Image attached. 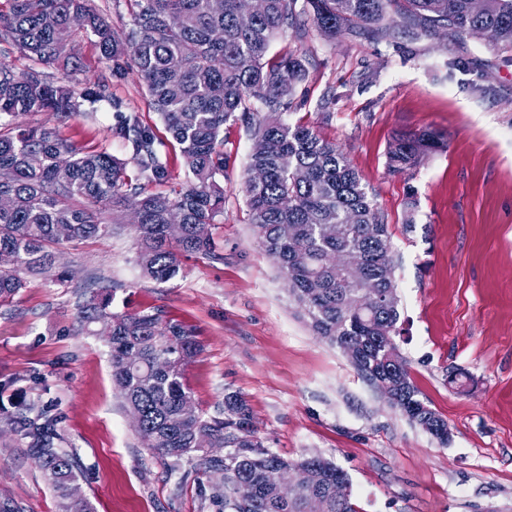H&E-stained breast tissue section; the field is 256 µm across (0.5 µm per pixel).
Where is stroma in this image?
Segmentation results:
<instances>
[{
    "label": "stroma",
    "instance_id": "stroma-1",
    "mask_svg": "<svg viewBox=\"0 0 512 512\" xmlns=\"http://www.w3.org/2000/svg\"><path fill=\"white\" fill-rule=\"evenodd\" d=\"M82 85L106 80L115 106L60 124L85 150L126 157L113 138L139 112L157 134L135 71L98 60L79 39ZM309 75L289 122L336 144L391 233L396 338L418 398L448 440L411 424L342 352L316 336L262 248L242 191L251 136L224 126V214L216 261L182 257L160 284L138 265L133 225L69 244V280L24 274L0 304V512H56L54 493L8 425L36 404L58 419L95 512H222L193 464L144 447L112 385L108 346L79 319L99 289L116 313H157L194 328L202 346L186 370L194 402L217 415L236 395L265 448L318 455L346 471L359 512H512V63L445 32L390 42L311 32ZM430 129L445 150L404 174L387 151L400 133Z\"/></svg>",
    "mask_w": 512,
    "mask_h": 512
}]
</instances>
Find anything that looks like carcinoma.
<instances>
[{"label":"carcinoma","instance_id":"obj_1","mask_svg":"<svg viewBox=\"0 0 512 512\" xmlns=\"http://www.w3.org/2000/svg\"><path fill=\"white\" fill-rule=\"evenodd\" d=\"M132 20L117 29L91 0H10L0 13V41L16 47L35 67L17 73L0 64V301L23 288L20 274L37 272L63 282L70 271L57 265L67 243L95 239L132 211L140 241L142 276L167 283L179 273V255L222 259L213 229L224 214V125L241 122L253 145L244 181L246 204L260 243L284 276L297 306L316 335L351 346L354 367L370 385H393L390 406L445 443L448 426L417 398L396 344L397 304L380 299L395 292L392 241L387 224L361 179L336 145L286 113L297 86L308 76L304 52L269 55L288 27L304 39L310 29L390 41L415 38L441 27L448 36L473 40L497 52L512 50V0H265L257 17L240 11V0H130ZM94 36L101 60H124L142 81L149 104L184 158L191 179L171 194L144 193L168 178L164 142L137 112L124 115L114 135L129 150L119 159L107 150L85 151L63 138L57 124L114 106L106 85L80 86L73 73L81 59L76 37ZM68 68L53 78L45 67ZM48 119L28 125L24 116ZM440 148L432 130L404 133L389 146L395 173L419 166ZM133 166L134 175L127 174ZM183 233L173 238L172 220ZM339 224V237L328 228ZM360 254L367 288L326 262L329 255ZM85 325L106 323L112 334V383L128 410L140 414L137 433L151 450L176 462L194 460L203 473L224 472L213 498L224 512H306L321 495L326 512H358L351 498L336 496L343 470L316 455L288 461L264 448L245 402L224 398L220 416L206 417L193 402L185 371L200 351L194 331L159 314H117L100 293L81 311ZM12 431L26 440L56 497L58 512H93L71 493L79 474L60 447L57 420L30 406L10 416ZM291 469L299 497L276 501L266 469Z\"/></svg>","mask_w":512,"mask_h":512}]
</instances>
